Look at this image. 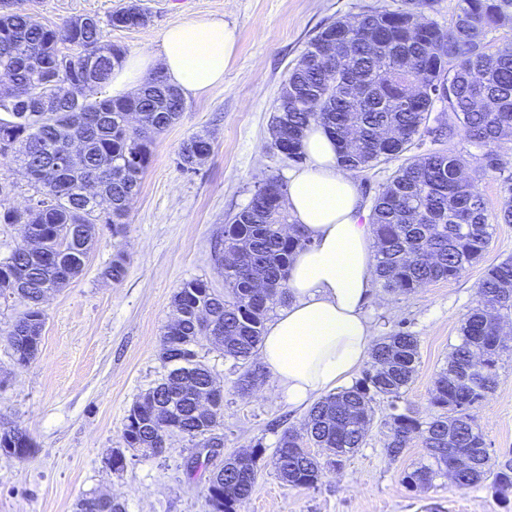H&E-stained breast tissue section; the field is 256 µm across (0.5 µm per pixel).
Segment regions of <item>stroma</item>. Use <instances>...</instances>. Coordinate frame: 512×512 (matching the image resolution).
<instances>
[{
    "instance_id": "35a3bbf8",
    "label": "stroma",
    "mask_w": 512,
    "mask_h": 512,
    "mask_svg": "<svg viewBox=\"0 0 512 512\" xmlns=\"http://www.w3.org/2000/svg\"><path fill=\"white\" fill-rule=\"evenodd\" d=\"M126 3L32 0L31 6L47 24L93 16L130 54L157 49L163 31L176 23L221 19L236 30V51L223 83L188 97L180 120L155 139L124 234L101 235L82 274L47 297L39 350L27 365L14 364L7 340L23 307L0 298V428L20 426L34 443L23 459L0 453V512H74L77 499L89 494L117 498L126 512H208L210 472L258 443L264 446L261 472L241 512H504L483 485L461 490L445 477L428 489L405 483V474L425 462V451L416 443L398 460L385 455L391 409L383 400L374 406L363 447L342 468L325 471L314 488L285 486L276 475L275 450L282 427L302 430L305 413L288 406L271 375L252 393L240 394L238 369L204 339L198 358L224 390L219 454L188 472L198 450L175 437L162 455L130 451L123 469L109 466L113 450L123 445L129 408L169 371L160 342L175 317L174 294L193 279L223 288L224 268L213 245L223 238L225 222L248 204L258 182L286 177L291 168L272 148L269 131L289 69L325 23L392 9L401 0H142L147 26L108 27L112 12ZM203 129L212 136L209 158L197 172H181L175 163L181 143ZM438 146L470 162L473 188L490 213L512 199V150L504 154L502 171L485 172L474 164L475 148L458 134L439 144L424 138L416 151ZM120 250L127 272L115 282L102 272ZM510 256L512 224H497L482 259L461 277L407 295L374 287L366 312L377 335L403 328L419 340L418 372L402 404L420 419L433 413L430 393L477 304L485 269ZM497 373L476 422L490 453L512 460V351L503 354Z\"/></svg>"
}]
</instances>
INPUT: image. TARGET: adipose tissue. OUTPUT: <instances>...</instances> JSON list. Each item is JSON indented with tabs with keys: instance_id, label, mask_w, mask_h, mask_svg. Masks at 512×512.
I'll return each mask as SVG.
<instances>
[{
	"instance_id": "adipose-tissue-1",
	"label": "adipose tissue",
	"mask_w": 512,
	"mask_h": 512,
	"mask_svg": "<svg viewBox=\"0 0 512 512\" xmlns=\"http://www.w3.org/2000/svg\"><path fill=\"white\" fill-rule=\"evenodd\" d=\"M237 36L218 20H188L169 27L159 52L128 57L112 74V94L135 92L155 71L184 95L219 85ZM304 165L289 171L286 207L309 237L297 250L288 278V305L266 326L259 358L289 404L304 409L323 393L348 383L374 342L365 313L372 293L375 239L364 223L354 176L336 143L313 125L303 139Z\"/></svg>"
}]
</instances>
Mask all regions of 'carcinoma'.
Returning a JSON list of instances; mask_svg holds the SVG:
<instances>
[{"mask_svg": "<svg viewBox=\"0 0 512 512\" xmlns=\"http://www.w3.org/2000/svg\"><path fill=\"white\" fill-rule=\"evenodd\" d=\"M0 11V72L11 82L0 95V132L13 141L0 145V158L17 165L29 189L30 204L0 210L1 224H22L37 239L36 251L19 249L0 262V297L25 306L7 332L14 362L28 364L41 343L46 295L77 278L106 227L119 233L130 200L150 164L155 137L173 126L187 109L180 90L159 72L137 93L116 99L106 93L112 71L125 49L110 41L99 21L72 17L59 26L40 22L26 0H12ZM428 0H402L395 9L340 17L327 23L307 44L282 84L274 118L288 127V161L303 160L301 140L313 124L326 128L337 142L345 167L364 172L381 162L400 159L374 201L369 224L377 241L376 279L392 293H409L429 283L461 277L477 263L492 236L485 199L471 186L466 161L444 149L411 153L424 135L438 141L461 132L478 148L479 167L498 171L500 149L512 142V46L496 47L487 39L492 28L512 26V0H457L440 28L422 8ZM92 83V94H62ZM448 121L429 126L436 105ZM74 140L83 142L80 168L57 166ZM210 135L197 132L184 140L177 166L196 172L195 151L211 154ZM287 186L276 176L258 183L247 207L224 224L216 252L232 255L224 264V291L203 280L182 285L173 297L181 316L161 340L167 376L130 408L123 427L125 447L160 454L173 434L196 441L198 448H222L213 436L224 403L200 409L199 389L215 386L210 370L198 360L201 337L224 350V358L243 372L237 388L245 393L265 382L267 371L256 362L267 315L288 299L292 254L311 244L290 223L279 195ZM127 257L118 251L103 275L120 281ZM261 279L265 290L254 287ZM479 305L461 327L459 342L430 393L440 413L420 420L406 408L393 412L384 442L396 460L419 440L427 462L405 474L404 481L428 489L448 475V449L476 460L477 468L454 475L468 489L491 479L489 488L507 510L512 507V463L493 468L474 410L497 384V363L507 350L501 337L500 311H512V259L488 266L479 283ZM208 315V324L198 313ZM418 340L397 330L372 348L371 364L355 385L330 394L307 413L302 431L284 429L276 450L281 482L292 488L315 487L332 461L341 466L364 444L373 404L396 405L417 371ZM323 448L321 460L308 448ZM0 451L29 456L33 443L26 430L0 431ZM264 448L225 459L206 487L210 512H238L249 499ZM76 512H125L106 495L85 496Z\"/></svg>", "mask_w": 512, "mask_h": 512, "instance_id": "cac0c4a2", "label": "carcinoma"}]
</instances>
